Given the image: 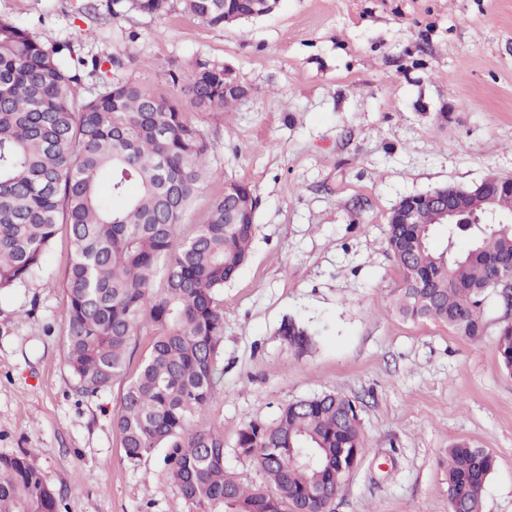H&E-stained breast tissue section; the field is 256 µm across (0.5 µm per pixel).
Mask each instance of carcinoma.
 I'll return each instance as SVG.
<instances>
[{"label": "carcinoma", "mask_w": 512, "mask_h": 512, "mask_svg": "<svg viewBox=\"0 0 512 512\" xmlns=\"http://www.w3.org/2000/svg\"><path fill=\"white\" fill-rule=\"evenodd\" d=\"M263 4L179 0L183 13L212 28L270 13ZM136 6L171 10L170 0ZM83 66L71 43L46 46L0 18V290L38 274L66 225L64 363L83 395L124 383L112 425L127 461L164 449V476L198 512H330L343 483L336 449L360 444L345 396L291 402L274 423L239 432L238 452L261 468V488L227 471L222 433L194 424L224 378L217 296L248 258L258 204L254 188L231 181L202 222L178 234L213 150L186 109L222 112L239 101L224 92V66L197 59L170 69V95L117 79L91 96L81 86ZM453 193L465 210L490 196L499 214H512V193L502 186ZM442 227L449 241L460 232L429 212L418 224L390 213L387 244L403 277L399 309L474 338L483 331L484 296L506 294L512 279V234L503 224H478L467 252H450L445 262L429 246ZM282 332L292 346L309 343L292 319ZM144 333L147 355L133 368L130 349ZM497 349L512 370V323L501 328ZM291 452L320 458L318 477L288 466ZM492 462L466 441L448 449V503L458 512H482ZM0 512H57L54 491L23 453L0 455Z\"/></svg>", "instance_id": "cac0c4a2"}]
</instances>
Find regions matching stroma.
<instances>
[{
	"instance_id": "1",
	"label": "stroma",
	"mask_w": 512,
	"mask_h": 512,
	"mask_svg": "<svg viewBox=\"0 0 512 512\" xmlns=\"http://www.w3.org/2000/svg\"><path fill=\"white\" fill-rule=\"evenodd\" d=\"M0 0V17L43 43L71 42L85 94L92 60L170 93L167 71L207 59L250 94L228 112H189L209 137L210 174L179 227L190 232L226 182L259 198L251 255L219 296L222 389L201 414L224 435L228 471L263 485L236 448L249 423L324 393L356 406L362 458L333 512H449L448 450L467 440L494 466L483 512H512V371L497 351L512 307L482 303L469 339L397 310L387 220L401 198L512 177V0H280L271 14L211 28L125 0ZM60 228L42 272L0 292V455L25 453L59 512H197L163 475L130 465L112 427L122 383L79 394L64 365L70 258ZM308 331L305 348L281 332Z\"/></svg>"
}]
</instances>
